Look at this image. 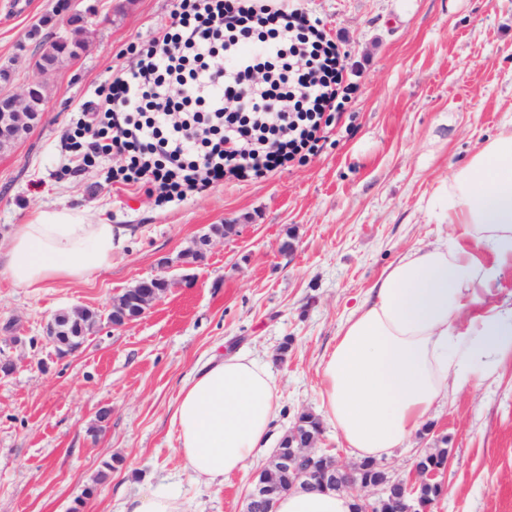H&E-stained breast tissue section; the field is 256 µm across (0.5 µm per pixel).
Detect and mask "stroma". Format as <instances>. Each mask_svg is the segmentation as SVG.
<instances>
[{
	"label": "stroma",
	"mask_w": 512,
	"mask_h": 512,
	"mask_svg": "<svg viewBox=\"0 0 512 512\" xmlns=\"http://www.w3.org/2000/svg\"><path fill=\"white\" fill-rule=\"evenodd\" d=\"M58 3L0 0L9 89L41 81L46 98L29 136L0 155V237L36 208L73 204L129 225L132 237L88 280L37 296L0 286V359L14 365L0 377V512H114L117 499L159 482L193 512H243L271 453L223 485L192 484L171 423L183 382L213 354L243 350L280 385L277 434L299 413H320L317 365L348 311L404 249L442 234L429 206L439 183L512 120V0H305L338 36L356 85L323 148L268 177L166 206L107 187L99 165L59 171L74 112L135 64L131 45L168 21L175 0H79L82 46L44 74L39 42L70 32ZM214 224L238 232L179 266ZM165 258L174 262L166 271ZM162 273L175 285L159 304L127 326L108 322L113 298ZM76 307L100 321L61 359L44 329ZM443 445L451 462L432 512H512L511 362L436 405L408 446L378 465L406 479L420 452Z\"/></svg>",
	"instance_id": "stroma-1"
}]
</instances>
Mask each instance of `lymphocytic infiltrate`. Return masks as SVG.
Segmentation results:
<instances>
[{
    "label": "lymphocytic infiltrate",
    "instance_id": "lymphocytic-infiltrate-1",
    "mask_svg": "<svg viewBox=\"0 0 512 512\" xmlns=\"http://www.w3.org/2000/svg\"><path fill=\"white\" fill-rule=\"evenodd\" d=\"M75 119L66 172L107 158L106 180L158 202L304 163L355 87L347 54L297 0H177Z\"/></svg>",
    "mask_w": 512,
    "mask_h": 512
}]
</instances>
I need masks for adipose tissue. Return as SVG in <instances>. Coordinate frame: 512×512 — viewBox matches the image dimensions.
I'll return each instance as SVG.
<instances>
[{
	"label": "adipose tissue",
	"instance_id": "obj_1",
	"mask_svg": "<svg viewBox=\"0 0 512 512\" xmlns=\"http://www.w3.org/2000/svg\"><path fill=\"white\" fill-rule=\"evenodd\" d=\"M451 234L403 251L353 309L319 364L321 419L349 454L374 459L405 447L449 393L480 388L512 358V308L493 298L512 269V122L502 125L436 191ZM131 235L80 206H44L0 241V282L40 294L111 267ZM280 387L248 354L209 358L180 389L172 423L188 476L211 486L265 449ZM343 492L299 488L276 512H355ZM158 484L120 512H188Z\"/></svg>",
	"mask_w": 512,
	"mask_h": 512
}]
</instances>
